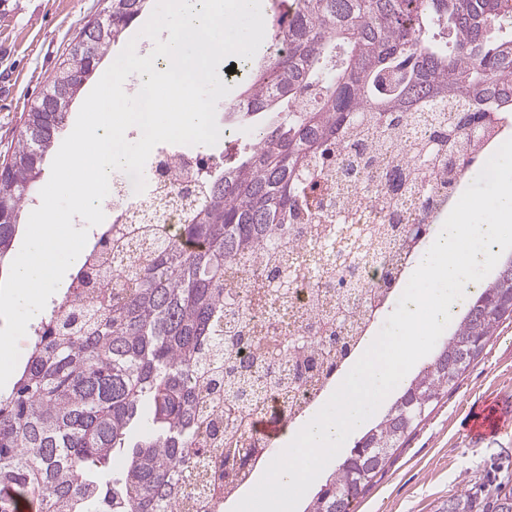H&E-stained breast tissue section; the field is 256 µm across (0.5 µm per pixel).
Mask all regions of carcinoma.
<instances>
[{"label": "carcinoma", "instance_id": "1", "mask_svg": "<svg viewBox=\"0 0 512 512\" xmlns=\"http://www.w3.org/2000/svg\"><path fill=\"white\" fill-rule=\"evenodd\" d=\"M150 2L99 0L82 28L97 33L94 61L70 43L24 113L0 162V268L70 105ZM265 40V52L238 60L241 90L224 101V125L246 136L206 174L189 222L102 281L109 293L82 304L62 297L42 318L11 390L0 393V512H177L204 486L202 403L224 397L231 452L244 436L243 385L280 384L254 368L286 356L277 340L253 339L248 354L224 344L250 335L253 308L232 294L241 265L260 277L254 294L287 299L276 282L288 273L297 287L299 270L285 251L334 236L323 185L352 176L340 152L368 170L392 155L406 127L421 125L415 153L397 161L400 184L435 168L461 176L478 147L467 122L482 119L486 138L493 114L512 112V0H273ZM426 103L443 111L421 124L415 113ZM432 140L439 149L426 165ZM431 231L420 222L372 224L362 244L382 250L397 234L411 249ZM304 272L338 293L348 287L332 271L307 263ZM507 321L512 256L303 512H352ZM438 512H512V491L478 492L465 481Z\"/></svg>", "mask_w": 512, "mask_h": 512}]
</instances>
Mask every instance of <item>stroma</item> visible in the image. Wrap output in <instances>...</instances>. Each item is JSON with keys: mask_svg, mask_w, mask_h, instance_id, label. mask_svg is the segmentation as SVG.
<instances>
[{"mask_svg": "<svg viewBox=\"0 0 512 512\" xmlns=\"http://www.w3.org/2000/svg\"><path fill=\"white\" fill-rule=\"evenodd\" d=\"M96 11L97 0H0V157L46 77ZM484 400L512 404L510 322L374 478L356 512H436L463 479L512 483V428L481 440L464 430L469 409Z\"/></svg>", "mask_w": 512, "mask_h": 512, "instance_id": "stroma-1", "label": "stroma"}]
</instances>
